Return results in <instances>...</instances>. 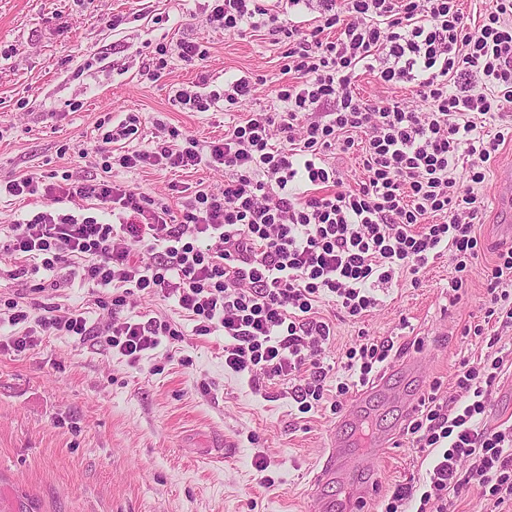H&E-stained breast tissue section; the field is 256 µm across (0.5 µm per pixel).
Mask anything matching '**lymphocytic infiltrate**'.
<instances>
[{"mask_svg":"<svg viewBox=\"0 0 512 512\" xmlns=\"http://www.w3.org/2000/svg\"><path fill=\"white\" fill-rule=\"evenodd\" d=\"M206 21L231 35L266 30L284 48L277 89L285 108L260 110L223 138L202 142L170 127L162 143L114 151L134 133L137 115L100 132L92 150L104 169L153 167L185 171L200 165L226 172L218 189L200 188L172 208L138 187L105 177L19 176L0 182V193L46 198L43 210L15 220L0 241V256L17 260L16 274L53 273L46 287L73 278L98 288L111 318L90 326L78 311L46 308L31 316L15 297L0 298V318L12 328L11 346L22 352L38 337L100 336L109 348L137 363L163 338L177 339L175 323L161 316L126 315L132 296L173 301L197 335L224 339V365L252 384L281 380L291 386L299 412L325 397L331 371L324 346L331 336L316 306L334 302L357 320L382 300L381 292L420 276L441 256L455 263L448 284L456 293L484 251L475 231L484 182L512 124L500 121L499 102L512 99V0H496L480 24L457 0H207ZM318 23L305 29L303 11ZM336 30L326 39L324 31ZM385 84H408L426 105L370 103L355 92L358 70ZM251 77H229L223 89L180 88L175 100L206 112L251 96ZM497 122L489 135L476 116ZM365 134L356 145V134ZM362 151L359 189L344 185L327 153ZM464 168L465 179L455 176ZM440 216L437 224L426 215ZM486 319L512 327V246L498 249L484 268ZM464 335L482 336L470 323ZM487 349L463 363L456 394L430 391L407 427L413 445L437 450L425 491L400 486L383 512H452L463 488L479 486L493 505L512 502V424L482 423L492 387L504 366ZM393 349L365 338L347 349V379L336 385L333 412L354 387L369 383Z\"/></svg>","mask_w":512,"mask_h":512,"instance_id":"obj_1","label":"lymphocytic infiltrate"}]
</instances>
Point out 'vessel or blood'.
<instances>
[{"mask_svg":"<svg viewBox=\"0 0 512 512\" xmlns=\"http://www.w3.org/2000/svg\"><path fill=\"white\" fill-rule=\"evenodd\" d=\"M495 190L501 214L500 235L504 241L512 243V164L498 171ZM422 364L421 356L411 354L399 362L396 372L401 378L420 384L424 381ZM377 397L396 402L407 416L416 411L421 399L420 393L396 390L384 377L357 393L333 427L321 465L313 473L311 495L317 512H364L373 487L362 482L360 476L373 470L396 434L392 426L378 430L364 451H356L353 437L364 424L372 399ZM336 484L345 489L343 499L326 494L327 487Z\"/></svg>","mask_w":512,"mask_h":512,"instance_id":"b4317fda","label":"vessel or blood"}]
</instances>
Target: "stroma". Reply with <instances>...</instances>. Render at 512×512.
Returning <instances> with one entry per match:
<instances>
[{
    "label": "stroma",
    "instance_id": "stroma-1",
    "mask_svg": "<svg viewBox=\"0 0 512 512\" xmlns=\"http://www.w3.org/2000/svg\"><path fill=\"white\" fill-rule=\"evenodd\" d=\"M120 18L117 28L108 19ZM188 38L206 48L201 63L173 57L162 78L144 70L156 43ZM282 46L263 31L227 35L205 22L204 0H0V176L95 174L91 152L100 118L120 122L138 115L127 149L151 147L163 120L201 141L260 108H279ZM207 75L211 88L225 76L257 78L253 96L231 109L190 112L172 91ZM113 180L165 196L173 183L223 185L225 173L207 166L183 172L143 168L113 170ZM477 232L485 251L457 303L448 299L455 275L449 257L438 259L419 286L403 280L385 303L357 321L321 303L331 327L326 346L335 368L325 400L302 413L282 382L254 388L224 366V339L198 336L173 302L137 300L140 312L167 316L181 332L139 362L109 350L95 337L43 336L33 347L10 349L0 334V512H314L310 479L329 430L337 382L336 361L362 338L392 341V370L413 344L426 349L427 384L454 396L461 363L476 359L481 339H462L465 324L484 312L483 269L496 259L495 175L478 187ZM98 293L80 281L39 294L43 306L78 309L89 324L108 320ZM500 335L505 368L483 417L488 427L512 423V330ZM265 458L258 471L256 458ZM430 459L405 433L377 463L378 492L366 512L399 485L422 484Z\"/></svg>",
    "mask_w": 512,
    "mask_h": 512
}]
</instances>
